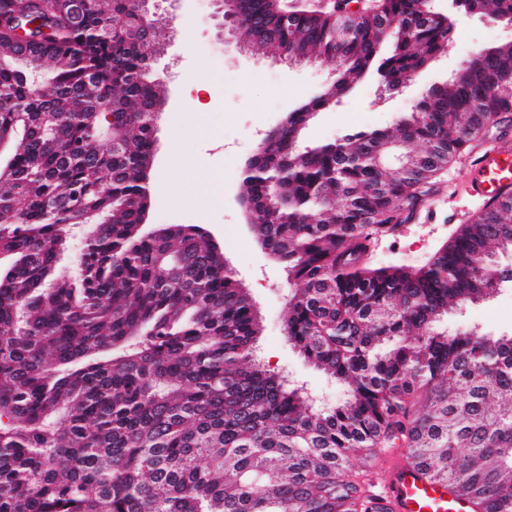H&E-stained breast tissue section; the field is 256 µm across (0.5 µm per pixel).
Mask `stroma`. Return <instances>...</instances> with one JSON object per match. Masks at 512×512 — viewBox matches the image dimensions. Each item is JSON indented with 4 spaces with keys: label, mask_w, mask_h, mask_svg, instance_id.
<instances>
[{
    "label": "stroma",
    "mask_w": 512,
    "mask_h": 512,
    "mask_svg": "<svg viewBox=\"0 0 512 512\" xmlns=\"http://www.w3.org/2000/svg\"><path fill=\"white\" fill-rule=\"evenodd\" d=\"M159 12L169 22L166 53L155 65L167 103L157 121L148 224L204 226L223 248L258 307L263 320L257 342L259 358L312 397L335 406L345 397L343 387L305 360L286 336L288 297L299 286L288 282L279 263L260 246L236 200L244 164L254 153L256 142L287 112L315 95L331 70L317 60L288 62L272 49L262 53L246 50L240 37L225 32L217 0H162ZM509 42L511 24L483 15L469 16L459 22L433 64L411 76L401 90H388L375 77H367L354 94L311 121L301 142L339 140L358 129L391 126L411 111L430 86L449 81L474 52ZM206 55L224 80L210 82L200 97L187 95L182 90L183 78L201 70ZM500 141L512 142V118L493 127L427 185L413 215L402 220L395 235L383 240L380 264L397 260L419 268L429 263L457 227L483 207V199L470 196L464 184L475 156L483 147ZM178 157L206 175L217 176L224 185L223 201L204 205L184 202L185 176L173 166ZM442 325L451 331L471 326L489 336H512V286L501 285L487 298L450 310Z\"/></svg>",
    "instance_id": "1"
}]
</instances>
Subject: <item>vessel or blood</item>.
Instances as JSON below:
<instances>
[{"mask_svg": "<svg viewBox=\"0 0 512 512\" xmlns=\"http://www.w3.org/2000/svg\"><path fill=\"white\" fill-rule=\"evenodd\" d=\"M512 185V150L496 148L481 152L473 168L470 191L489 200ZM384 492L380 512H470L468 501L453 497L447 486L424 479L396 449H383Z\"/></svg>", "mask_w": 512, "mask_h": 512, "instance_id": "b4317fda", "label": "vessel or blood"}]
</instances>
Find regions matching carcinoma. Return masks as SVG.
I'll return each mask as SVG.
<instances>
[{
  "mask_svg": "<svg viewBox=\"0 0 512 512\" xmlns=\"http://www.w3.org/2000/svg\"><path fill=\"white\" fill-rule=\"evenodd\" d=\"M512 22V0H454ZM142 0H0V512H374L367 470L402 448L476 512H512V337L441 330L475 284L512 282V190L460 225L420 268L369 258L397 214L487 125L512 113V43L484 47L387 129L303 147L300 133L371 72L396 89L427 67L454 15L383 0L373 15L237 0L228 34L277 41L331 67L271 129L244 200L283 204L253 233L303 285L286 332L345 387L328 410L254 356V301L198 224L142 227L151 207L162 85L136 46ZM398 37L381 42L378 20ZM418 144L405 167L377 151ZM88 228L67 279L73 229Z\"/></svg>",
  "mask_w": 512,
  "mask_h": 512,
  "instance_id": "obj_1",
  "label": "carcinoma"
}]
</instances>
